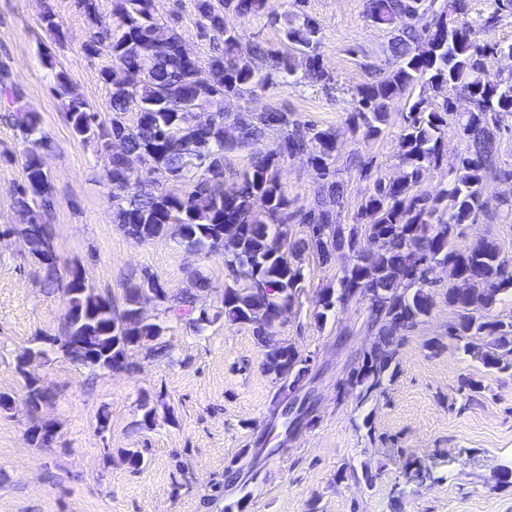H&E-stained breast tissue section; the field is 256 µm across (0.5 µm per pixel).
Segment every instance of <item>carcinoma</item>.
Returning <instances> with one entry per match:
<instances>
[{
	"label": "carcinoma",
	"mask_w": 512,
	"mask_h": 512,
	"mask_svg": "<svg viewBox=\"0 0 512 512\" xmlns=\"http://www.w3.org/2000/svg\"><path fill=\"white\" fill-rule=\"evenodd\" d=\"M493 11L474 25L468 19V0H367V18L378 27H390L407 18L390 43V58L367 65L369 79L356 90V108L349 124L362 130L363 138L378 136L387 123L394 101L418 90L398 136L403 174L388 180L362 162L360 176L371 182L351 224L336 220L345 188L336 180L337 134L330 128L302 124L285 107L257 112L224 111V98L244 99L268 87L272 72L292 75L296 55L307 57V72L314 82L331 81L316 53L318 24L305 17H284L285 51L254 44L250 57L241 54L244 32L227 24L225 15L256 17L267 0H195L199 36L209 42V54L188 58L175 31L158 39L154 30V0H111L101 11L100 0H78L88 25L94 30L82 43L89 56H106L112 65L101 76L112 85L110 122L67 85L68 116L82 139L99 142L110 151L112 139L124 141L121 156L112 158V180L130 183L137 171L146 178L132 184L131 195L112 204L113 223L130 237L152 241L168 234L193 253L224 257L233 272L224 284L222 306L202 313L192 290L209 287L198 278L176 300L166 288L146 274L126 289V308L117 311L112 302L93 294L85 282L61 283L53 249L51 225L44 216L52 209L48 175L36 163L33 150L47 146L38 135L39 117L17 110L11 114L20 131L23 181L15 197L22 221L20 235L27 252L45 270V284L62 288L68 310L60 349L74 362L89 369L121 370L128 351L145 347L164 334L158 323L138 318L136 305L157 300L165 314L176 321L188 320L200 328L221 318L253 326L266 349V364L281 383L280 390L296 388L309 373L297 348L266 335L264 323L283 306H292L303 279L293 263L305 250L321 261L342 263L337 287L322 289L323 308L336 303L364 301L366 331L375 335L361 364L352 369L346 385L368 399L381 387L398 353V336L427 316L433 307L425 269L437 262L449 271L454 283L471 282L475 291L460 294L454 285L445 292L457 321L448 336L464 343L468 352L482 342L481 354L488 368L512 367V324L489 319V310L501 292L512 288V260L503 256L494 241L483 237L467 250L452 244L455 226L479 223L484 215L483 190L488 176L512 181V169L496 165L498 115L512 112V73L492 75L485 66L491 54L512 55V43L502 44L477 37L512 14V0H492ZM41 25L49 33H61L52 6L45 7ZM271 62L265 71L256 61ZM469 97L467 112L455 110L444 95L448 86ZM137 109L134 124L125 114ZM208 111V126L198 128L194 117ZM456 127L468 142L464 155L451 172L448 186L435 195L418 190L424 170L439 165L448 126ZM251 162L240 181L224 190V155L252 148ZM305 155L318 180L315 205L305 212L290 210L282 191L287 160ZM185 181L190 190L173 195L156 187L157 179ZM368 235L378 241L376 250L358 254L357 238ZM20 357L17 369L24 380L26 400L34 410L48 401L49 392L26 373Z\"/></svg>",
	"instance_id": "1"
}]
</instances>
